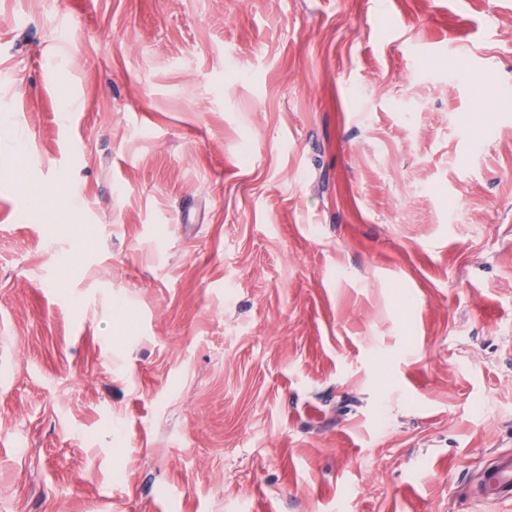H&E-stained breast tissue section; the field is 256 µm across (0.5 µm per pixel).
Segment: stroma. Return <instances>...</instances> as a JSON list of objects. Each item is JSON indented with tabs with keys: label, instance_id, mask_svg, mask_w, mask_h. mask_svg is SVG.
I'll use <instances>...</instances> for the list:
<instances>
[{
	"label": "stroma",
	"instance_id": "35a3bbf8",
	"mask_svg": "<svg viewBox=\"0 0 512 512\" xmlns=\"http://www.w3.org/2000/svg\"><path fill=\"white\" fill-rule=\"evenodd\" d=\"M506 453L512 0H0V512H512ZM484 485L495 499L512 502V457L499 460L484 476Z\"/></svg>",
	"mask_w": 512,
	"mask_h": 512
}]
</instances>
